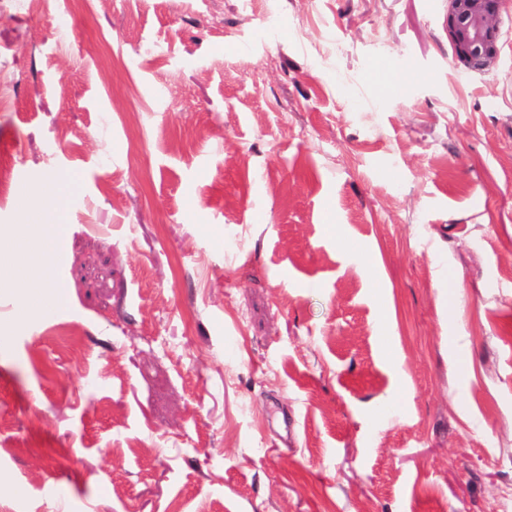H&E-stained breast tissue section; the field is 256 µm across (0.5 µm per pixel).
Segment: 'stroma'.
Wrapping results in <instances>:
<instances>
[{
	"label": "stroma",
	"mask_w": 512,
	"mask_h": 512,
	"mask_svg": "<svg viewBox=\"0 0 512 512\" xmlns=\"http://www.w3.org/2000/svg\"><path fill=\"white\" fill-rule=\"evenodd\" d=\"M447 8L0 0V232L72 185L0 512H512V10L474 73Z\"/></svg>",
	"instance_id": "1"
}]
</instances>
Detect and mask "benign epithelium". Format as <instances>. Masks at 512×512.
<instances>
[{
  "label": "benign epithelium",
  "mask_w": 512,
  "mask_h": 512,
  "mask_svg": "<svg viewBox=\"0 0 512 512\" xmlns=\"http://www.w3.org/2000/svg\"><path fill=\"white\" fill-rule=\"evenodd\" d=\"M506 0H448L447 30L456 66L490 69L499 54V13Z\"/></svg>",
  "instance_id": "1"
}]
</instances>
